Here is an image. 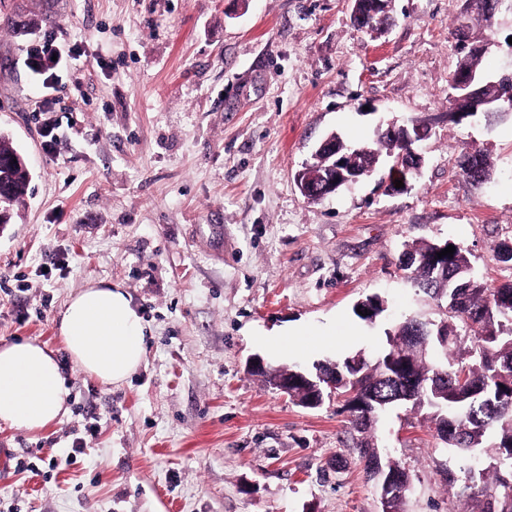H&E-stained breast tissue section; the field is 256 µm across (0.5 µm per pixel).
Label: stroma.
<instances>
[{
    "instance_id": "35a3bbf8",
    "label": "stroma",
    "mask_w": 512,
    "mask_h": 512,
    "mask_svg": "<svg viewBox=\"0 0 512 512\" xmlns=\"http://www.w3.org/2000/svg\"><path fill=\"white\" fill-rule=\"evenodd\" d=\"M56 23L15 36L0 0V135L29 187L0 224V346L53 350L71 388L58 422L0 423V512H381L343 399L315 409L250 366L313 370L385 350L388 329L444 310L407 279L415 242H452L488 287L512 282V112L454 124L448 79L460 23L490 40L487 75L512 67V12L492 28L465 0H392L384 34L358 31L349 0H24ZM73 57L51 104L60 144L44 151L32 103L46 36ZM424 125L423 166L385 192L387 165L318 203L294 180L330 133ZM489 157V183L458 167ZM119 282L148 324L147 355L122 385L85 376L58 322L88 283ZM380 297L374 321L354 306ZM332 335L271 353L264 335ZM84 437L76 465L50 460ZM374 442L411 475L403 512H481L446 473L485 455L449 448L424 413L379 417ZM25 461L27 470L16 467Z\"/></svg>"
}]
</instances>
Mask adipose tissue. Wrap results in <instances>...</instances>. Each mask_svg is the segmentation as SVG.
<instances>
[{"mask_svg": "<svg viewBox=\"0 0 512 512\" xmlns=\"http://www.w3.org/2000/svg\"><path fill=\"white\" fill-rule=\"evenodd\" d=\"M59 335L73 363L106 385L126 382L146 353V326L125 289L96 283L70 298ZM70 391L53 351L31 341L0 346V422L43 429L65 415Z\"/></svg>", "mask_w": 512, "mask_h": 512, "instance_id": "ef3b65f1", "label": "adipose tissue"}]
</instances>
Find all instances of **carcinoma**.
I'll use <instances>...</instances> for the list:
<instances>
[{
  "label": "carcinoma",
  "instance_id": "cac0c4a2",
  "mask_svg": "<svg viewBox=\"0 0 512 512\" xmlns=\"http://www.w3.org/2000/svg\"><path fill=\"white\" fill-rule=\"evenodd\" d=\"M471 13L489 22L497 13L491 0H474ZM25 21L17 23L8 17L12 30L18 36H28L43 24L56 22L50 11L40 14L23 12ZM404 145L398 135L380 134L365 145V150L353 153L348 144H337L338 155H347L346 166L367 170L386 156L395 159ZM17 153L9 139L0 137V188L8 193L0 195V224H8L14 207L24 201L29 186V172L23 164H9L7 157ZM333 159L325 155L312 157L309 165L300 170V179L314 188L321 185L327 167ZM433 245L418 243L406 252L401 269L409 274L417 287L433 300L445 301L448 312V346L450 360L448 373L455 380L439 383L437 369L425 361V351L436 343L434 337L412 336L410 327L398 326L386 333L389 350L397 351L398 363L409 365V374L419 383L411 399L412 408L426 411L436 424L442 441L461 452L478 451L489 459L485 473L464 474V488L485 498L483 512H512V283L488 288L469 269L470 262L457 249L448 258V267L456 273L448 279L447 272L431 273L429 253ZM459 319L468 332L461 334L453 320ZM395 370L367 362L350 370L336 367V394L359 395L373 392L385 400L393 391ZM448 401V429H443L436 402ZM380 412L365 408L350 409L351 428L360 433L356 450L360 461L381 456L379 448L369 440L367 433ZM388 473L397 477L398 494L390 507L400 512L410 486V476L397 468Z\"/></svg>",
  "mask_w": 512,
  "mask_h": 512
}]
</instances>
